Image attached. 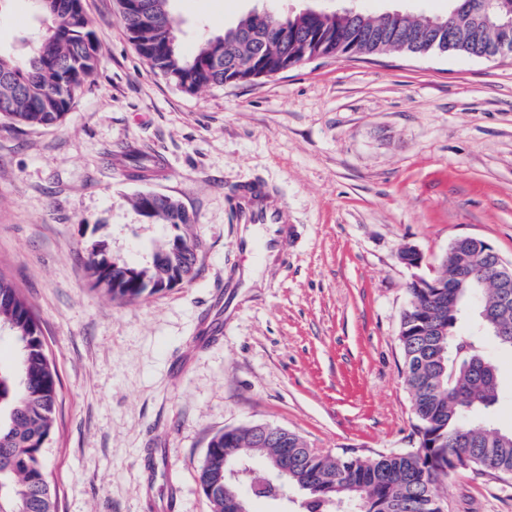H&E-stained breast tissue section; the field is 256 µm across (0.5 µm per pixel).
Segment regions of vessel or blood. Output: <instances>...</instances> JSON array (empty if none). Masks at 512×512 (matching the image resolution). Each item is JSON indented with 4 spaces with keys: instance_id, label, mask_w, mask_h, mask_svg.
<instances>
[{
    "instance_id": "obj_1",
    "label": "vessel or blood",
    "mask_w": 512,
    "mask_h": 512,
    "mask_svg": "<svg viewBox=\"0 0 512 512\" xmlns=\"http://www.w3.org/2000/svg\"><path fill=\"white\" fill-rule=\"evenodd\" d=\"M237 222L242 231L238 250L242 256L257 260L275 255L298 237L296 224L280 198L262 185L248 182L236 193Z\"/></svg>"
}]
</instances>
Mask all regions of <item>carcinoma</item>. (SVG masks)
Masks as SVG:
<instances>
[{"label":"carcinoma","mask_w":512,"mask_h":512,"mask_svg":"<svg viewBox=\"0 0 512 512\" xmlns=\"http://www.w3.org/2000/svg\"><path fill=\"white\" fill-rule=\"evenodd\" d=\"M36 10L50 19L33 54L19 59L0 53V125L50 128L62 123L77 92L93 81L99 53L95 31L80 0H33ZM151 15L127 8L118 0L122 22L138 52L153 71L186 93L224 85L228 72L240 61L280 45V34L307 41L305 58L369 56L387 51L423 54L455 52L478 57L494 47V25L512 17V0H491L490 24L476 22L465 10L467 0H448L458 11L456 32L423 31L426 17L402 12L398 26L387 31L379 19L356 22L346 15L298 13L275 18L276 26L263 30L255 15L242 17L220 34L201 40L189 55L183 53L173 26L171 0H149ZM73 6L72 21L61 23L59 10ZM132 172L144 175L151 167L146 156L128 149ZM134 207L160 224H189L181 207L158 199L150 204L137 196ZM195 242L176 235L160 245L149 267L120 266L105 249L90 252L89 269L97 285L114 299L131 301L161 292L158 283L175 260V250ZM474 275L458 289L454 307L436 294L411 285L399 343L404 374L413 401L418 448L372 458H331L307 448L292 434L288 439L257 440L252 425L234 428L231 440L224 432L208 442L198 471L199 488L212 512H224V489L213 487V475L224 466L246 467L242 485L266 497L293 488L304 492L300 512H435L439 488L456 471L491 459L482 468L512 475V426L493 436L471 423L472 415H489L501 396L498 355H512V340L497 335L483 312L495 306L498 291L486 287L490 262L482 255L465 258ZM481 295L478 319L458 329L470 314L474 295ZM442 328L443 366L433 361L437 348L429 332ZM0 329L17 343L14 366L0 370V512H58L56 491L45 464V450L55 423L58 378L47 348L41 320L21 289L0 271ZM288 454V479L273 484L256 469L255 456L267 462Z\"/></svg>","instance_id":"carcinoma-1"}]
</instances>
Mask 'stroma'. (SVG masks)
Segmentation results:
<instances>
[{
  "label": "stroma",
  "mask_w": 512,
  "mask_h": 512,
  "mask_svg": "<svg viewBox=\"0 0 512 512\" xmlns=\"http://www.w3.org/2000/svg\"><path fill=\"white\" fill-rule=\"evenodd\" d=\"M341 0H172L182 50L251 11ZM93 84L64 122L0 126V271L38 311L59 379L46 448L58 512H210L197 473L218 431L267 423L333 457L419 445L398 341L415 277L470 236L512 261V60L318 56L194 94L155 74L116 0H84ZM25 16L17 24V16ZM44 22L0 0V51L29 56ZM136 147L160 168L129 176ZM278 194L301 240L244 288L233 194ZM170 196L194 222L198 274L132 302L87 258L149 265L174 235L132 205ZM423 257L412 270L401 248ZM443 512H512V476L458 470Z\"/></svg>",
  "instance_id": "obj_1"
}]
</instances>
